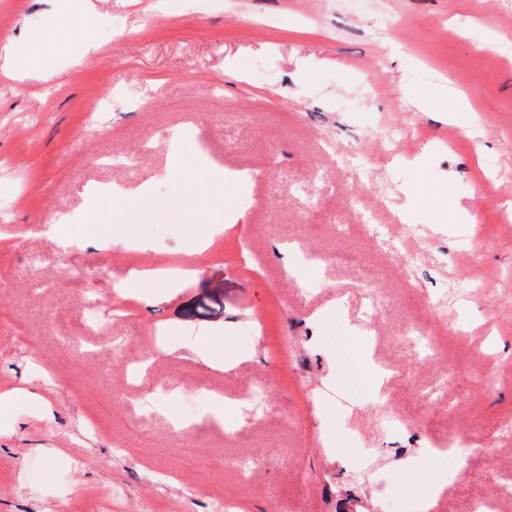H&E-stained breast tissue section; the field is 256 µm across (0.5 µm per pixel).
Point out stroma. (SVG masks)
I'll return each mask as SVG.
<instances>
[{
  "label": "stroma",
  "instance_id": "1",
  "mask_svg": "<svg viewBox=\"0 0 512 512\" xmlns=\"http://www.w3.org/2000/svg\"><path fill=\"white\" fill-rule=\"evenodd\" d=\"M83 5L106 17L97 53L55 52L49 81L0 74V385L39 367L60 402L0 439V512H406L414 497L512 512V0ZM69 6L0 0V45ZM448 83L477 107L474 133L449 123ZM192 166L225 179L203 252L167 207ZM95 182L140 208L120 243L86 224ZM154 264L194 275L116 296L114 274ZM89 293L105 335L88 333ZM411 324L430 358L404 345ZM208 335L230 370L200 361ZM161 380L172 391L147 405ZM208 391L235 432L200 421ZM451 436L439 488L430 447ZM42 445L93 448L84 484L58 472L38 494Z\"/></svg>",
  "mask_w": 512,
  "mask_h": 512
}]
</instances>
